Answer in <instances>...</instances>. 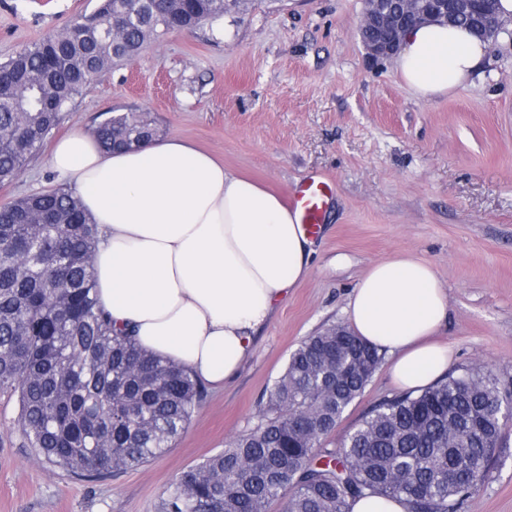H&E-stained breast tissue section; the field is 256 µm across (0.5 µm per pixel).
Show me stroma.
I'll return each mask as SVG.
<instances>
[{
	"label": "stroma",
	"mask_w": 512,
	"mask_h": 512,
	"mask_svg": "<svg viewBox=\"0 0 512 512\" xmlns=\"http://www.w3.org/2000/svg\"><path fill=\"white\" fill-rule=\"evenodd\" d=\"M100 0H0V63ZM363 0H248L192 33L147 44L99 73L57 135L143 111L162 137L193 142L226 168L288 195L307 177L334 185L310 269L259 332L238 374L206 396L173 448L145 465L87 481L31 456L16 397L0 395V512H158L180 473L260 419L290 353L345 324L353 288L375 262L409 251L434 267L448 298L437 333L452 366L482 364L512 390V21L469 83L419 99L392 59L357 34ZM47 151L0 185V205L60 186ZM388 362L323 441L344 436L397 395ZM460 512H512V428Z\"/></svg>",
	"instance_id": "1"
}]
</instances>
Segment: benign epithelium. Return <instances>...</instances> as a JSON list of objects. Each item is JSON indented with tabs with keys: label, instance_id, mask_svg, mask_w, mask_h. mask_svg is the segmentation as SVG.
<instances>
[{
	"label": "benign epithelium",
	"instance_id": "7a95c632",
	"mask_svg": "<svg viewBox=\"0 0 512 512\" xmlns=\"http://www.w3.org/2000/svg\"><path fill=\"white\" fill-rule=\"evenodd\" d=\"M474 0H364L358 33L368 53L388 58L400 49L401 37L410 23H446L450 13H470ZM477 34L492 39L504 30L495 4L483 6L473 21Z\"/></svg>",
	"mask_w": 512,
	"mask_h": 512
}]
</instances>
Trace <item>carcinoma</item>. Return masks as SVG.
Masks as SVG:
<instances>
[{"label": "carcinoma", "instance_id": "carcinoma-1", "mask_svg": "<svg viewBox=\"0 0 512 512\" xmlns=\"http://www.w3.org/2000/svg\"><path fill=\"white\" fill-rule=\"evenodd\" d=\"M224 0H101L0 63V184L16 176L91 87V77L173 31L224 15ZM158 135L149 112L99 123L106 150ZM96 225L62 186L0 205V393L17 396L27 447L41 462L101 479L164 454L206 388L185 367L112 329L94 291ZM382 361L345 326L304 339L272 386L259 423L183 471L160 512H349L363 496L409 512H457L484 483L508 424L497 379L451 371L374 406L340 446L326 448Z\"/></svg>", "mask_w": 512, "mask_h": 512}]
</instances>
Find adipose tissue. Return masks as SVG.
Here are the masks:
<instances>
[{"label":"adipose tissue","instance_id":"1","mask_svg":"<svg viewBox=\"0 0 512 512\" xmlns=\"http://www.w3.org/2000/svg\"><path fill=\"white\" fill-rule=\"evenodd\" d=\"M485 57V41L429 23L406 31L394 66L426 100L466 84ZM49 164L98 226L97 299L113 328L208 385L233 378L314 253L283 197L178 137L107 152L75 131L54 144ZM346 314L390 355L401 390L447 371L448 347L434 336L448 300L429 262L400 253L375 263Z\"/></svg>","mask_w":512,"mask_h":512}]
</instances>
